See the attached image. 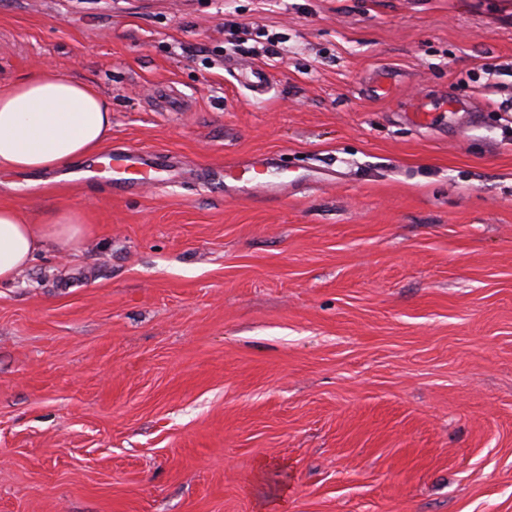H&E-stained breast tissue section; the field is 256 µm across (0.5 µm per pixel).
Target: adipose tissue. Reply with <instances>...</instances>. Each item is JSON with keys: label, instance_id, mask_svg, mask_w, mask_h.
Wrapping results in <instances>:
<instances>
[{"label": "adipose tissue", "instance_id": "obj_1", "mask_svg": "<svg viewBox=\"0 0 512 512\" xmlns=\"http://www.w3.org/2000/svg\"><path fill=\"white\" fill-rule=\"evenodd\" d=\"M112 133V108L91 83L36 64L0 87V173L51 172L97 153ZM83 216L57 208L29 223L17 206L0 205V285L47 252H69L87 235Z\"/></svg>", "mask_w": 512, "mask_h": 512}]
</instances>
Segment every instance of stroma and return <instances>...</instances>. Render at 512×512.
Returning a JSON list of instances; mask_svg holds the SVG:
<instances>
[{
    "instance_id": "1",
    "label": "stroma",
    "mask_w": 512,
    "mask_h": 512,
    "mask_svg": "<svg viewBox=\"0 0 512 512\" xmlns=\"http://www.w3.org/2000/svg\"><path fill=\"white\" fill-rule=\"evenodd\" d=\"M37 62L171 161L0 175L90 228L0 287V512H512V0H0ZM166 162L160 156L145 155L139 150H128L122 154H112L108 166H104L112 168V171L118 174L117 177L112 178L114 187L121 191L133 192L152 169L163 166Z\"/></svg>"
}]
</instances>
